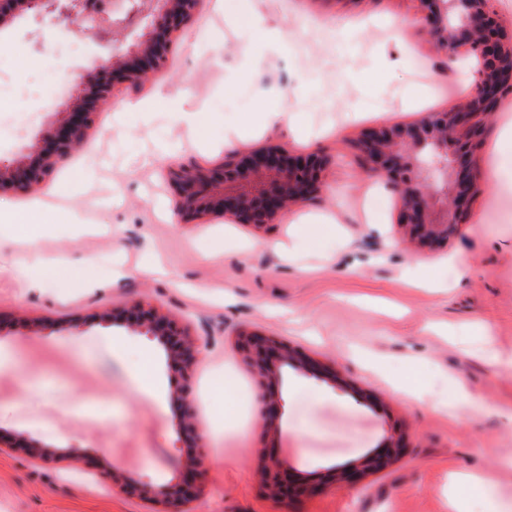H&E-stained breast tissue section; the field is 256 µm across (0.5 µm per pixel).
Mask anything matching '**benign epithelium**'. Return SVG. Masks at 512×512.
Segmentation results:
<instances>
[{"label":"benign epithelium","instance_id":"7a95c632","mask_svg":"<svg viewBox=\"0 0 512 512\" xmlns=\"http://www.w3.org/2000/svg\"><path fill=\"white\" fill-rule=\"evenodd\" d=\"M13 13L0 10V28L18 15L30 14L53 25H76L84 16L85 0H8ZM413 22L428 29L448 60L465 51L476 63V77L463 103L446 112H428L411 124L379 127L360 141L366 174L381 180L399 196V224L421 246L448 241L462 214L460 203L476 189L471 168L470 139L481 125L482 116L500 98L512 92V36L504 35L489 8V0H416ZM162 9L152 20V31L137 52L128 56L111 53L100 61L96 87L102 94L112 93L115 81L140 82L148 71L165 63L173 40L181 34L196 12L198 0H161ZM99 113L77 102L62 123L47 130L38 149L9 165H0V187L8 183L27 192L47 181L60 162L66 159L89 132L97 127ZM330 160L327 156L294 154L278 146L252 151L212 168L178 160L167 165L174 188V210L180 223L190 224L206 215H224L241 224H273L288 207L305 201L324 186ZM129 322L166 348L168 364L182 381L177 398L184 411L180 430L190 429L192 415L190 382L201 351L199 341L185 337L183 329L167 316L136 301L127 315H114L112 322ZM243 349L260 372L276 377L281 366L309 361L285 342L254 336ZM15 440L26 445L31 457L43 462L64 458L76 460L78 449L49 448L19 434ZM404 438L391 437L382 451L358 463L332 470L325 479L295 486L298 491L317 495L329 485L362 484L400 456ZM263 486L274 494L288 483L283 463L273 456L265 458ZM112 488L145 501L165 505L163 512H184L202 491L199 458L190 459L181 479L158 492L131 478H112Z\"/></svg>","mask_w":512,"mask_h":512}]
</instances>
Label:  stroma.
<instances>
[{
  "label": "stroma",
  "instance_id": "35a3bbf8",
  "mask_svg": "<svg viewBox=\"0 0 512 512\" xmlns=\"http://www.w3.org/2000/svg\"><path fill=\"white\" fill-rule=\"evenodd\" d=\"M283 36L245 51L247 25L201 0L163 69L138 91L94 96L98 61L141 40L158 9L142 0L115 25L56 31L20 18L0 31L1 63L45 87L40 120L12 137L0 99V161L56 126L70 78L112 125L94 131L30 193L0 189V436L76 447L84 462L36 461L0 450V512H158L112 488L131 476L176 483L201 444L204 490L188 512H451L457 477H485L498 512H512V95L483 121L472 153L476 191L447 243L402 240L400 203L366 176L357 142L464 100L473 61L448 63L413 24L412 0H258ZM349 23L335 33L330 23ZM144 99L149 113L128 110ZM280 105L286 121L257 125ZM198 113L201 137L174 107ZM250 124L232 143L225 136ZM277 145L331 159L326 183L277 223L209 215L179 223L169 159L219 164ZM329 233L306 243L311 221ZM52 262L60 284L31 288L25 269ZM142 298L202 342L191 422L181 433L179 378L163 345L103 321ZM278 338L311 367L262 379L239 352L241 333ZM149 365L153 383L140 382ZM281 403L267 432L263 397ZM404 438L401 459L365 484L283 500L261 486L276 456L300 480L354 464Z\"/></svg>",
  "mask_w": 512,
  "mask_h": 512
}]
</instances>
